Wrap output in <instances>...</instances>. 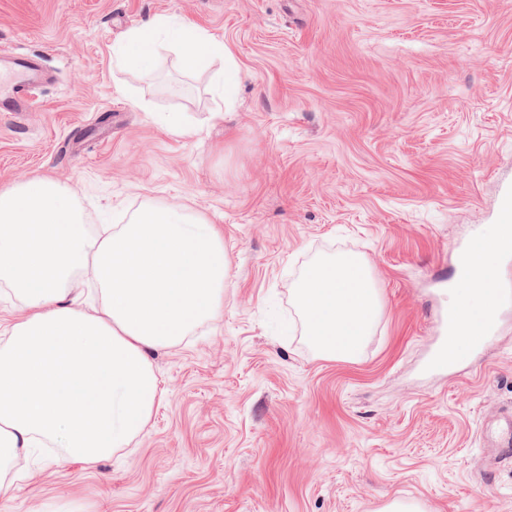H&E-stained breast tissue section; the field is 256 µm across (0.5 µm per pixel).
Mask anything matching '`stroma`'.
Segmentation results:
<instances>
[{
  "label": "stroma",
  "instance_id": "stroma-1",
  "mask_svg": "<svg viewBox=\"0 0 512 512\" xmlns=\"http://www.w3.org/2000/svg\"><path fill=\"white\" fill-rule=\"evenodd\" d=\"M160 15L237 59L224 118L168 50L113 63ZM2 43L46 78L0 112V188L52 177L93 234L146 203L202 214L229 271L223 315L151 353L161 397L131 445L92 468L37 449L0 512H512L486 431L512 413V310L423 367L458 248L512 206V0H0ZM347 252L383 309L357 361H330L293 287Z\"/></svg>",
  "mask_w": 512,
  "mask_h": 512
}]
</instances>
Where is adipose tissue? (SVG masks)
<instances>
[{
  "label": "adipose tissue",
  "mask_w": 512,
  "mask_h": 512,
  "mask_svg": "<svg viewBox=\"0 0 512 512\" xmlns=\"http://www.w3.org/2000/svg\"><path fill=\"white\" fill-rule=\"evenodd\" d=\"M184 71L212 69L222 116L233 106L240 68L224 43L160 17L113 47L117 65L148 71L158 49ZM512 250V224L494 225L460 258L448 304L457 315L448 351L479 343L487 285L479 272ZM88 273L97 303L81 306L73 286ZM224 240L203 216L146 205L128 223L90 235L71 193L48 177L0 188V285L19 297L22 316L0 343V498L12 489L17 458L47 438L60 461L93 466L129 447L149 420L159 386L153 351L180 344L224 311ZM293 297L309 344L321 358L356 361L382 308L367 262L339 254L311 265Z\"/></svg>",
  "instance_id": "obj_1"
}]
</instances>
